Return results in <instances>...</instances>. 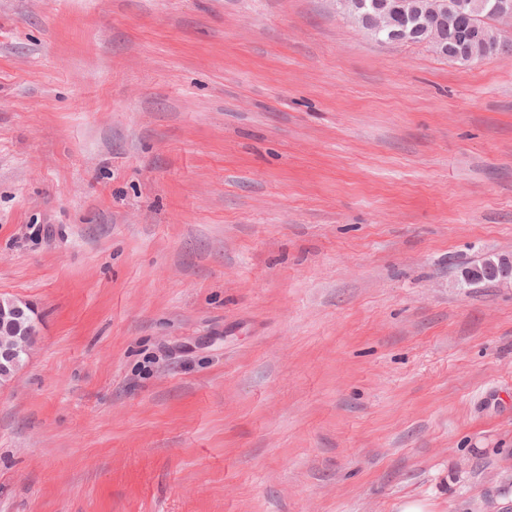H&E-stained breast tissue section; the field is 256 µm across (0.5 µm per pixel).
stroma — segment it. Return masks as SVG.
<instances>
[{
    "mask_svg": "<svg viewBox=\"0 0 512 512\" xmlns=\"http://www.w3.org/2000/svg\"><path fill=\"white\" fill-rule=\"evenodd\" d=\"M512 56L336 0H0V512H512ZM350 6L345 17L363 28L375 40L381 42H405V43H427L437 53L448 58L454 63L465 66L483 58L496 55L502 47L508 46L512 49V40L502 36V30L497 26L499 22L489 12L488 0H464L467 3L464 14L456 23V31L451 33L448 39V27H441L435 30L433 38L429 33L423 34L421 30H427V23L423 22L421 30H410L412 25L404 27L402 23L395 24L394 16L387 10L379 9L386 6L389 8L398 5L397 0H350ZM354 2H365L366 6L358 7ZM372 2L374 5H372ZM379 9L377 28L373 21V15ZM442 33L446 34L442 36ZM5 331V335L2 332ZM0 332L2 336H10L8 340L0 341V367L3 369L11 366L8 371L0 370V381L10 382L17 371L29 356L30 350L35 341L31 344L27 353L28 344L33 337L39 336V320L35 315L33 307L27 302L8 298L6 302L0 297ZM19 358V365H18ZM14 372V374H13ZM6 382V383H8ZM6 383H1L6 384Z\"/></svg>",
    "mask_w": 512,
    "mask_h": 512,
    "instance_id": "stroma-1",
    "label": "stroma"
}]
</instances>
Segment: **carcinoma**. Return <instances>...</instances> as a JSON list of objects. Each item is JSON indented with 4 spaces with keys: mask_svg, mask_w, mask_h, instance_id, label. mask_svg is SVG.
<instances>
[{
    "mask_svg": "<svg viewBox=\"0 0 512 512\" xmlns=\"http://www.w3.org/2000/svg\"><path fill=\"white\" fill-rule=\"evenodd\" d=\"M351 0L346 18L358 24L375 40L381 42L427 43L437 53L462 66L472 64L483 58L496 55L502 47L512 48V40L502 36L497 26L498 19L489 12L487 0H466L464 14L456 23V31L446 36L448 28L435 30V35L424 34L421 30H412L403 24L392 28L380 29L373 21V15L381 7H391L398 0H363L365 5L358 7Z\"/></svg>",
    "mask_w": 512,
    "mask_h": 512,
    "instance_id": "carcinoma-1",
    "label": "carcinoma"
}]
</instances>
